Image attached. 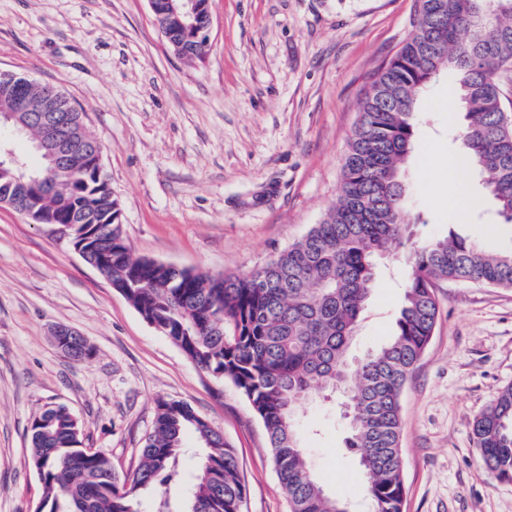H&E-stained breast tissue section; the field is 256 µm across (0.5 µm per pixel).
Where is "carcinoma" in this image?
Here are the masks:
<instances>
[{
	"label": "carcinoma",
	"mask_w": 512,
	"mask_h": 512,
	"mask_svg": "<svg viewBox=\"0 0 512 512\" xmlns=\"http://www.w3.org/2000/svg\"><path fill=\"white\" fill-rule=\"evenodd\" d=\"M178 57L201 63L207 46L181 40ZM456 75L464 122L458 137L484 173L504 224H512V124L504 120L501 75L512 72V0H415L407 40L375 73L342 168L335 205L275 259L244 274L212 276L134 256L106 176L78 156L65 168L41 161L0 164V200L30 198L47 224L96 226L89 258L185 356L231 382L262 421L291 512H347L314 475L296 429V407L313 396L353 393L346 446L366 474L375 512H402V393L434 334L435 283L479 281L512 288V249L482 248L451 231L415 247L394 334L357 365L350 345L369 303L376 263L413 238L403 167L415 145L421 95ZM203 449L183 512H241L244 486L224 436L184 402H161L139 467L118 477L103 453L83 447L82 427L64 405L30 425L28 462L42 483L38 512H137L138 496L169 487L184 437ZM479 462L512 482V386L474 421Z\"/></svg>",
	"instance_id": "1"
}]
</instances>
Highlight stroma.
<instances>
[{
    "label": "stroma",
    "instance_id": "stroma-1",
    "mask_svg": "<svg viewBox=\"0 0 512 512\" xmlns=\"http://www.w3.org/2000/svg\"><path fill=\"white\" fill-rule=\"evenodd\" d=\"M210 50L170 51L148 0H0V72L50 83L105 147L103 170L134 256L220 275L262 266L335 203L359 106L403 45L414 0H209ZM452 76L430 87L405 171L414 240L456 232L512 247V224L453 126ZM456 157L460 194L448 191ZM408 246L379 266L354 357L390 338L409 276ZM440 317L402 398L404 512H512V483L480 466L475 418L512 386V288L438 283ZM90 354L76 361L50 329ZM189 404L233 448L242 512H289L262 421L228 381L194 365L73 249L57 226L0 206V512H35L30 423L50 403L78 417L83 443L117 474L139 465L158 404ZM302 446L324 487L370 512L339 402L304 403ZM52 336H54V341L60 349L67 350L73 339L79 336L78 332L70 327L57 325L52 329ZM80 342H73L71 345L72 351L69 353L71 358L74 360H80L84 358L88 354V349L84 345V340L81 336Z\"/></svg>",
    "mask_w": 512,
    "mask_h": 512
}]
</instances>
